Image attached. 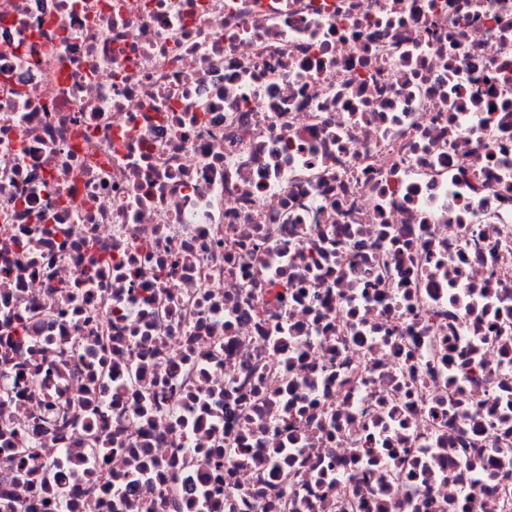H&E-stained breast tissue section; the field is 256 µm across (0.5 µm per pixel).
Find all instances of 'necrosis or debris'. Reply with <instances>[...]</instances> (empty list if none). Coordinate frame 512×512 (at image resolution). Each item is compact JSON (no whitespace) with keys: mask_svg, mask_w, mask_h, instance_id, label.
I'll return each instance as SVG.
<instances>
[{"mask_svg":"<svg viewBox=\"0 0 512 512\" xmlns=\"http://www.w3.org/2000/svg\"><path fill=\"white\" fill-rule=\"evenodd\" d=\"M4 267L70 512H512V0H0Z\"/></svg>","mask_w":512,"mask_h":512,"instance_id":"4bbe7bcc","label":"necrosis or debris"}]
</instances>
